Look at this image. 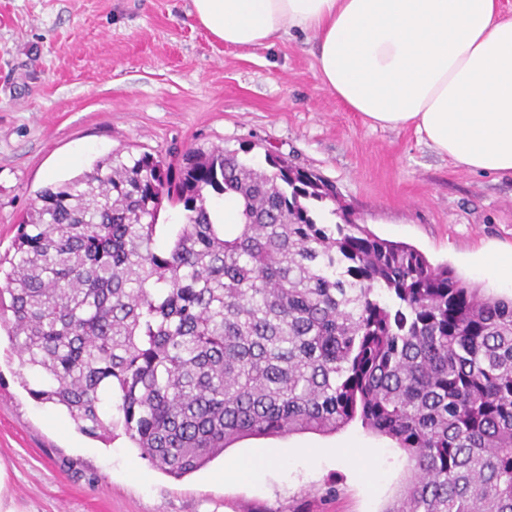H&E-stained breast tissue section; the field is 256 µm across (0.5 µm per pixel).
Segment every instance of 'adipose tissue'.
Instances as JSON below:
<instances>
[{
	"label": "adipose tissue",
	"instance_id": "1",
	"mask_svg": "<svg viewBox=\"0 0 512 512\" xmlns=\"http://www.w3.org/2000/svg\"><path fill=\"white\" fill-rule=\"evenodd\" d=\"M216 40H315L316 74L374 128H414L473 172L512 175V15L503 0H192Z\"/></svg>",
	"mask_w": 512,
	"mask_h": 512
}]
</instances>
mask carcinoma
Returning <instances> with one entry per match:
<instances>
[{"label":"carcinoma","mask_w":512,"mask_h":512,"mask_svg":"<svg viewBox=\"0 0 512 512\" xmlns=\"http://www.w3.org/2000/svg\"><path fill=\"white\" fill-rule=\"evenodd\" d=\"M250 149L189 148L176 168L115 150L38 193L0 288L29 395L176 479L245 437L359 421L411 463L387 512H512V298L317 222L334 185ZM212 196L240 223H213ZM165 201L185 222L161 249Z\"/></svg>","instance_id":"cac0c4a2"}]
</instances>
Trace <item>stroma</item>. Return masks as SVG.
I'll return each mask as SVG.
<instances>
[{
	"label": "stroma",
	"instance_id": "35a3bbf8",
	"mask_svg": "<svg viewBox=\"0 0 512 512\" xmlns=\"http://www.w3.org/2000/svg\"><path fill=\"white\" fill-rule=\"evenodd\" d=\"M191 0H0V256L12 258L41 190L112 151L173 161L187 148L251 145L332 182L344 213L413 245L485 295L512 297V177L473 173L414 128H372L323 89L310 34L253 48L211 38ZM0 324V462L20 512H386L407 454L353 423L335 433L247 437L173 478L125 437L81 433L21 383ZM273 453L250 480L233 460Z\"/></svg>",
	"mask_w": 512,
	"mask_h": 512
}]
</instances>
